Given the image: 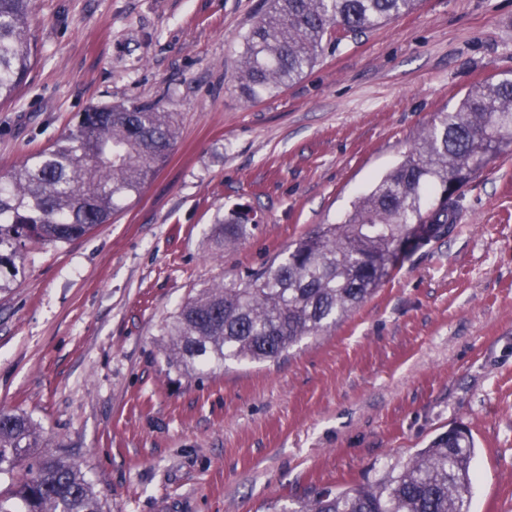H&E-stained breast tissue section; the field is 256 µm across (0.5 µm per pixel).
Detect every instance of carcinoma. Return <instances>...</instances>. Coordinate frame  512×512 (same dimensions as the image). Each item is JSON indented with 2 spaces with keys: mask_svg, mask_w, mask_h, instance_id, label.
<instances>
[{
  "mask_svg": "<svg viewBox=\"0 0 512 512\" xmlns=\"http://www.w3.org/2000/svg\"><path fill=\"white\" fill-rule=\"evenodd\" d=\"M421 0H269L245 37L242 95L254 101L311 68L324 38L335 43L413 10ZM33 0H0V100L32 66ZM177 140L165 104L100 105L52 146L32 152L0 178V292L23 273L27 243L69 242L138 195ZM512 146V79L471 88L439 112L405 160L381 178L339 224L300 239L277 263L208 288L182 304L168 326V365L218 369L226 360H276L335 326L375 293L395 267L411 230L417 247L450 232L459 191ZM248 217L224 219V246L239 244ZM474 441L458 426L416 451L398 471L356 488L322 489L273 512H470ZM25 475L15 477L19 468ZM0 512H104L80 465L47 449L25 413L0 409Z\"/></svg>",
  "mask_w": 512,
  "mask_h": 512,
  "instance_id": "1",
  "label": "carcinoma"
}]
</instances>
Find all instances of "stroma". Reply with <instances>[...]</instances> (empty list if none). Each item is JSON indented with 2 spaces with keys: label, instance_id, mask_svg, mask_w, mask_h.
<instances>
[{
  "label": "stroma",
  "instance_id": "1",
  "mask_svg": "<svg viewBox=\"0 0 512 512\" xmlns=\"http://www.w3.org/2000/svg\"><path fill=\"white\" fill-rule=\"evenodd\" d=\"M33 65L0 102V176L94 106L164 98L173 151L111 223L29 243L0 294V408L82 465L106 512H268L371 484L470 430L471 512H512V151L460 192L452 231L400 256L359 308L263 363L177 370L187 298L335 224L435 113L512 78V0H422L324 42L287 87L235 76L264 0H35ZM247 210L222 249L223 220Z\"/></svg>",
  "mask_w": 512,
  "mask_h": 512
}]
</instances>
